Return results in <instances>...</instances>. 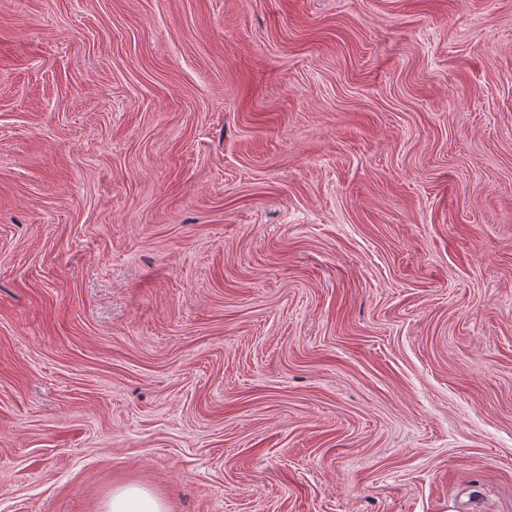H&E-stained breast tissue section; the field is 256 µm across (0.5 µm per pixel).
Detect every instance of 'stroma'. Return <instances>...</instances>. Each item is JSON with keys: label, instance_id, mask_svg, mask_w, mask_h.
Instances as JSON below:
<instances>
[{"label": "stroma", "instance_id": "35a3bbf8", "mask_svg": "<svg viewBox=\"0 0 512 512\" xmlns=\"http://www.w3.org/2000/svg\"><path fill=\"white\" fill-rule=\"evenodd\" d=\"M512 512V0H0V512ZM107 512H167L165 504L152 493L138 486H127L112 494Z\"/></svg>", "mask_w": 512, "mask_h": 512}]
</instances>
